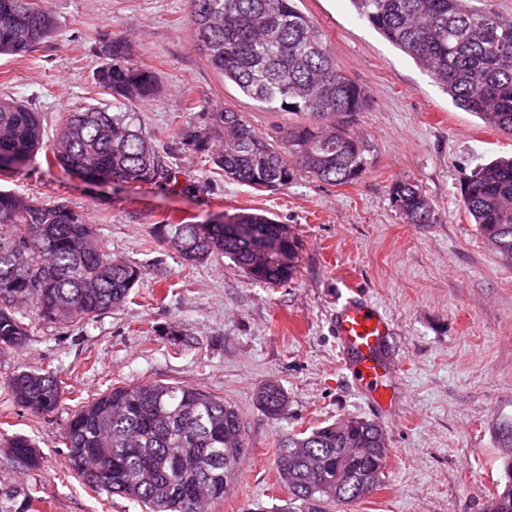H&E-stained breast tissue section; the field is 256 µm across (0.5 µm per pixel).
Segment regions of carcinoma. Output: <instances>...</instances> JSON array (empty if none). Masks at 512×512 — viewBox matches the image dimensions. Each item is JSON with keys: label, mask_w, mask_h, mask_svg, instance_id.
I'll return each instance as SVG.
<instances>
[{"label": "carcinoma", "mask_w": 512, "mask_h": 512, "mask_svg": "<svg viewBox=\"0 0 512 512\" xmlns=\"http://www.w3.org/2000/svg\"><path fill=\"white\" fill-rule=\"evenodd\" d=\"M357 15L409 55L451 98L495 130L512 134V17L471 7L470 0H350ZM195 45L243 95L270 112L306 114L313 122L273 136L240 112H213L202 127L176 133L169 151L205 156L224 177L255 189H285L301 178L342 186L367 169L366 144L350 124L369 102L330 55L322 31L296 0H194ZM53 26L33 0H0V54L25 56ZM96 86L127 102L157 92L155 74L139 66L122 40L105 46ZM219 141L224 149L212 151ZM43 145L39 113L0 98V172L29 160ZM55 159L89 180L167 185L176 172L126 112L91 106L69 112ZM393 206L410 224H432L435 210L419 186L396 182ZM462 203L482 237L512 261V158L478 168ZM181 257L202 263L229 258L256 282L292 279L297 238L273 219L239 212L210 224L157 225ZM144 275L141 266L103 251L83 215L0 190V353L28 339L20 308L54 323L87 325L125 304ZM14 402L38 416L61 404L66 381L56 371L25 368L3 381ZM272 418L287 396L275 383L257 396ZM496 438L512 478V421ZM381 426L348 418L283 438L279 479L295 500L353 503L377 489L389 450ZM66 458L94 491L135 501L143 512H204L233 486L248 444L237 411L191 385L161 381L114 387L76 412L64 428ZM25 470L40 467L31 439L15 434L0 443ZM33 492L0 484V512H35ZM490 512H512V483L494 496Z\"/></svg>", "instance_id": "obj_1"}]
</instances>
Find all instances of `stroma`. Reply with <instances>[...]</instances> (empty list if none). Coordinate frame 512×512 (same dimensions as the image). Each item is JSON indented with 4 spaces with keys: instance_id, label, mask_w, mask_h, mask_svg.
I'll return each instance as SVG.
<instances>
[{
    "instance_id": "stroma-1",
    "label": "stroma",
    "mask_w": 512,
    "mask_h": 512,
    "mask_svg": "<svg viewBox=\"0 0 512 512\" xmlns=\"http://www.w3.org/2000/svg\"><path fill=\"white\" fill-rule=\"evenodd\" d=\"M53 33L24 57L0 55V97L39 112L42 153L0 172V189L63 202L85 215L104 251L139 263L145 277L125 305L89 325L39 319L32 306L25 345L0 354V382L19 367L55 368L68 390L59 407L36 416L0 385V434H23L40 468L17 469L0 447V482L36 487L39 512H142L135 502L96 493L69 469L62 431L82 406L112 387L189 384L238 412L249 446L240 474L208 512H292L277 481L276 450L291 433L349 417L384 430L389 458L380 487L324 512H485L504 484L494 430L512 421V262L479 234L461 188L481 165L512 155V136L454 106L404 52L355 13L350 0H297L320 27L343 72L365 87L368 108L352 127L368 152L352 185L300 179L257 191L211 174L193 153L166 156L177 179L164 188L92 184L45 153L57 145L65 113L89 105L122 111L93 82L104 43L127 42L134 61L154 71V99L132 105L143 132L171 140L232 110L264 131L291 123L243 95L208 63L191 36V0H36ZM415 182L436 223L410 224L391 203L395 182ZM247 209L288 225L301 249L288 284L252 281L223 254L191 263L162 243L163 219L202 224ZM359 288L393 322L395 399L383 410L352 382L331 317ZM276 383L288 409L271 418L257 393Z\"/></svg>"
}]
</instances>
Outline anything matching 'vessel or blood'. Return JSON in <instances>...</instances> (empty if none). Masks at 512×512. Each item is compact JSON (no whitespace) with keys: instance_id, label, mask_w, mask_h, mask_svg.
<instances>
[{"instance_id":"vessel-or-blood-1","label":"vessel or blood","mask_w":512,"mask_h":512,"mask_svg":"<svg viewBox=\"0 0 512 512\" xmlns=\"http://www.w3.org/2000/svg\"><path fill=\"white\" fill-rule=\"evenodd\" d=\"M334 329L354 383L365 388L378 406H391L395 364L388 355L393 335L389 318L356 291L337 309Z\"/></svg>"}]
</instances>
